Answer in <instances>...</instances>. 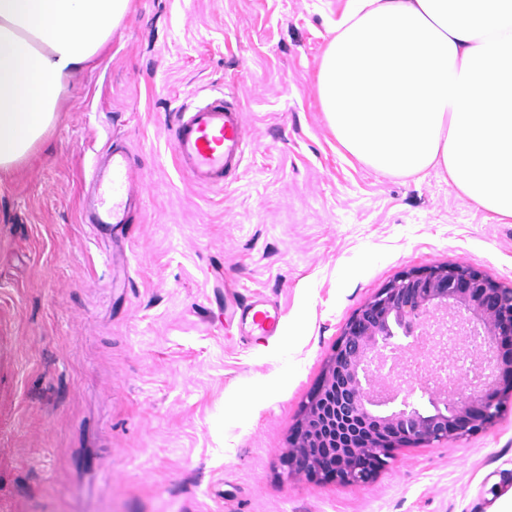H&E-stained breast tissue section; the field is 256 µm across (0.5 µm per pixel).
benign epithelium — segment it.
Here are the masks:
<instances>
[{"instance_id": "benign-epithelium-1", "label": "benign epithelium", "mask_w": 512, "mask_h": 512, "mask_svg": "<svg viewBox=\"0 0 512 512\" xmlns=\"http://www.w3.org/2000/svg\"><path fill=\"white\" fill-rule=\"evenodd\" d=\"M467 353L468 379L448 375ZM512 397V287L466 263L404 271L366 300L337 336L301 404L284 473L364 486L406 447L453 442L493 426ZM478 492L512 485V469Z\"/></svg>"}]
</instances>
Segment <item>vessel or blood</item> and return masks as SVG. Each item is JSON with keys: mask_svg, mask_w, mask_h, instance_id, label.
Instances as JSON below:
<instances>
[{"mask_svg": "<svg viewBox=\"0 0 512 512\" xmlns=\"http://www.w3.org/2000/svg\"><path fill=\"white\" fill-rule=\"evenodd\" d=\"M177 168L196 186H224L236 173L243 156L247 132L238 105L214 91L200 105L176 108L167 129ZM93 193L85 206V221L108 230L129 223L128 209L135 185V171L126 150L103 149L91 172ZM282 313L274 305L253 300L241 310L246 339L259 341L275 336Z\"/></svg>", "mask_w": 512, "mask_h": 512, "instance_id": "b4317fda", "label": "vessel or blood"}]
</instances>
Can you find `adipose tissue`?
<instances>
[{
  "label": "adipose tissue",
  "instance_id": "adipose-tissue-1",
  "mask_svg": "<svg viewBox=\"0 0 512 512\" xmlns=\"http://www.w3.org/2000/svg\"><path fill=\"white\" fill-rule=\"evenodd\" d=\"M134 0H0V175L49 140ZM328 127L374 172L437 173L512 224V0H346L315 75Z\"/></svg>",
  "mask_w": 512,
  "mask_h": 512
}]
</instances>
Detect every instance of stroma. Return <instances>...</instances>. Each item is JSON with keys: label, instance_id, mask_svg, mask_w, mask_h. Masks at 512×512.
Returning a JSON list of instances; mask_svg holds the SVG:
<instances>
[{"label": "stroma", "instance_id": "obj_1", "mask_svg": "<svg viewBox=\"0 0 512 512\" xmlns=\"http://www.w3.org/2000/svg\"><path fill=\"white\" fill-rule=\"evenodd\" d=\"M346 0H134L48 143L0 181V512H470L512 468V410L400 450L365 487L283 472L300 404L345 321L401 272L465 262L512 284V224L436 175L384 177L336 149L313 87ZM220 88L250 145L223 189L177 168L178 103ZM134 223L81 219L112 140ZM283 311L268 341L229 309Z\"/></svg>", "mask_w": 512, "mask_h": 512}]
</instances>
